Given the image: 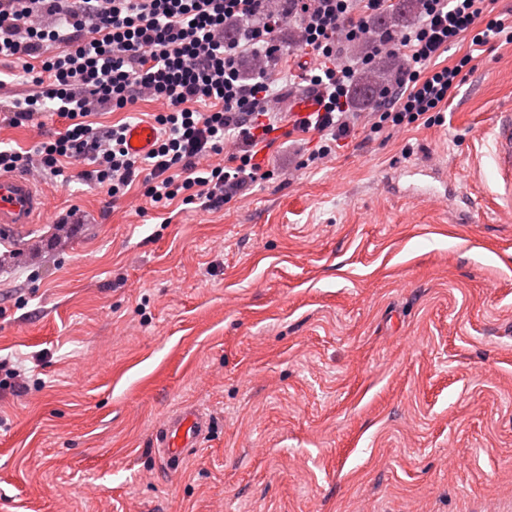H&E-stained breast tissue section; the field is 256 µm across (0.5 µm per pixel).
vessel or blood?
<instances>
[{
	"mask_svg": "<svg viewBox=\"0 0 512 512\" xmlns=\"http://www.w3.org/2000/svg\"><path fill=\"white\" fill-rule=\"evenodd\" d=\"M151 125L136 124L127 133L128 149L134 154L148 152L154 143ZM490 157L500 198L512 207V112H499L494 122ZM51 208L48 195L24 174L0 172V232L11 233L30 224L43 223ZM210 427L209 417L199 409L190 408L172 416L157 433L156 443L161 456L177 460L186 449L198 447Z\"/></svg>",
	"mask_w": 512,
	"mask_h": 512,
	"instance_id": "1",
	"label": "vessel or blood"
}]
</instances>
